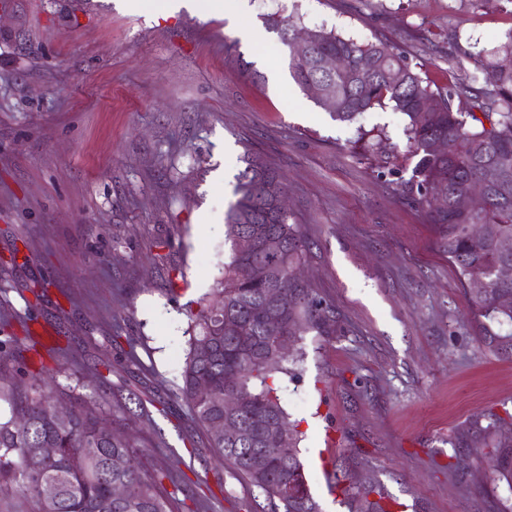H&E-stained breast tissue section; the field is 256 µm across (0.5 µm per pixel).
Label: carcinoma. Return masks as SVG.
<instances>
[{"instance_id": "obj_1", "label": "carcinoma", "mask_w": 512, "mask_h": 512, "mask_svg": "<svg viewBox=\"0 0 512 512\" xmlns=\"http://www.w3.org/2000/svg\"><path fill=\"white\" fill-rule=\"evenodd\" d=\"M288 49L292 79L303 91L316 83L336 98L335 120L353 122L387 107L404 116L406 154L415 160L407 185L427 207L440 251L459 268L481 341L490 352L512 358V308L499 307L502 296H512V281L502 282L494 275L500 265L512 263V251L500 248L501 241H512V68L496 62L500 55L512 56V35L488 49L478 63L491 85L478 104L483 110L479 115L453 105V96L473 94L471 86L461 81L453 94L434 89L405 55L384 43H359L319 30L312 43L290 42ZM336 54L344 56L347 65L334 73L325 71L322 57ZM437 138L447 141L446 153L431 150ZM487 165L497 172L488 188L487 206L479 212L458 208L456 197ZM284 193V177L278 170L247 158L235 186L236 200L227 212L228 260L214 288L189 317L181 396L192 420L206 430L208 447L248 485L265 493L276 512H320L298 456L299 432L276 385L279 374L296 376L304 351L296 346L262 362V355L272 351L283 334L298 340L311 333L336 335L329 304L298 278L310 247L290 213L279 206ZM267 235L282 242L276 264L288 274V315L280 323L262 321L255 314L266 294L278 286L275 280L254 275V266L267 261L261 242ZM245 236L255 238L248 261L236 247L237 239ZM229 317L240 322L248 348L239 347L234 333L226 329ZM203 385L206 394L200 391ZM226 388L243 401L244 428L232 441L214 432L224 424ZM2 403L9 414L0 416V490L17 489L32 504L30 512H174L173 500L148 474L145 452L119 433L105 435L109 425L95 406L72 407L61 417L51 395L23 399L10 386L0 387ZM266 410L287 434L288 450L275 443L262 445L252 435L249 421ZM485 446L497 449L496 477L512 489V436H499ZM40 448H51L53 454L34 471L27 462ZM255 451L267 458L262 470L249 462ZM123 483L135 485L136 495L115 498L112 488ZM45 484L56 487L54 496L42 494Z\"/></svg>"}]
</instances>
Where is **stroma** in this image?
Here are the masks:
<instances>
[{
    "mask_svg": "<svg viewBox=\"0 0 512 512\" xmlns=\"http://www.w3.org/2000/svg\"><path fill=\"white\" fill-rule=\"evenodd\" d=\"M282 3L244 0L235 25L162 0H0V327L36 319L59 347L14 355L0 382L38 388L47 366L59 403L95 402L146 445L178 512H270L180 397L188 314L228 258L252 156L284 173L306 280L336 313L335 335L303 338L299 378L278 379L321 512H358L351 484L389 512H502L512 489L470 423L512 434V359L483 347L427 208L388 174L407 163L405 119L334 120L265 20L387 43L450 90L512 32V0Z\"/></svg>",
    "mask_w": 512,
    "mask_h": 512,
    "instance_id": "stroma-1",
    "label": "stroma"
}]
</instances>
